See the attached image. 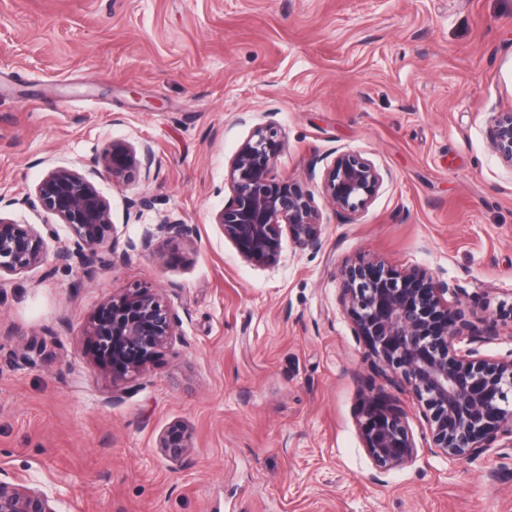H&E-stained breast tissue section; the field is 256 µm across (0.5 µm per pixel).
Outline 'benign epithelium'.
Segmentation results:
<instances>
[{"mask_svg":"<svg viewBox=\"0 0 512 512\" xmlns=\"http://www.w3.org/2000/svg\"><path fill=\"white\" fill-rule=\"evenodd\" d=\"M492 147L512 168V112H498L490 127ZM281 146L272 126H257L229 162L226 181L232 199L214 214V223L240 256L253 265H267L279 254L286 234L300 249L321 244V215L310 194L273 175ZM154 162L151 146L114 140L90 166L99 167L121 185L147 174ZM383 178L368 159L341 154L328 166L322 187L336 210L353 214L377 194ZM34 206L55 216L73 236V247L55 254L62 265L89 268L98 249L108 248L105 263L127 261L129 251L152 252L156 240L193 241L188 224L157 225L156 232L117 250L110 203L88 175L65 166L50 170L35 188ZM47 245L33 224L0 217V280L32 271L46 262ZM340 300L357 335L367 339L370 353L416 401L431 447L450 460L479 456L499 437H512V359L481 356L470 344L479 333L496 335L491 318L477 328V311L451 303L457 290L425 269L404 272L361 261L339 273ZM180 318L170 295L147 284L113 293L88 317L82 339L101 359L100 371L112 378L111 403L123 385L133 382L180 333ZM465 347H460V344ZM363 446L374 465L400 469L416 456V443L404 412L370 400L358 419ZM192 447L187 425L176 421L158 437L157 448L177 461ZM0 512H59L56 499L28 481L0 479Z\"/></svg>","mask_w":512,"mask_h":512,"instance_id":"7a95c632","label":"benign epithelium"}]
</instances>
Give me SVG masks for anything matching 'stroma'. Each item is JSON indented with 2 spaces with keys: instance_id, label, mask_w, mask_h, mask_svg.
<instances>
[{
  "instance_id": "stroma-1",
  "label": "stroma",
  "mask_w": 512,
  "mask_h": 512,
  "mask_svg": "<svg viewBox=\"0 0 512 512\" xmlns=\"http://www.w3.org/2000/svg\"><path fill=\"white\" fill-rule=\"evenodd\" d=\"M512 111V0H0V215L65 226L27 204L46 173L85 169L112 141L149 143V178L93 181L117 249L157 224L190 245L91 271L53 265L0 282V479L59 492L60 512H512V439L475 459L430 449L376 469L357 418L377 397L425 436L413 400L374 363L338 272L371 260L428 269L496 320L481 355L512 358V169L493 113ZM276 127L277 179L322 215L321 244L283 239L245 262L213 222L227 163ZM341 153L383 183L346 215L322 194ZM153 200L140 211L131 203ZM176 287L173 343L119 403L80 333L112 292ZM41 351L25 352V344ZM180 421L172 461L158 435ZM191 432L187 425L176 421L165 428L158 437L157 448L172 461L181 459L192 447Z\"/></svg>"
}]
</instances>
